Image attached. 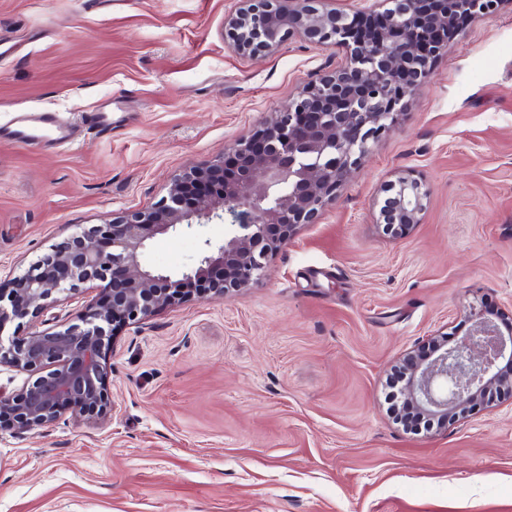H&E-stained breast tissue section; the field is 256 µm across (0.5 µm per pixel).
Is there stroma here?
I'll return each mask as SVG.
<instances>
[{
	"label": "stroma",
	"instance_id": "35a3bbf8",
	"mask_svg": "<svg viewBox=\"0 0 512 512\" xmlns=\"http://www.w3.org/2000/svg\"><path fill=\"white\" fill-rule=\"evenodd\" d=\"M235 0H0V127L58 112L72 143L0 142V289L83 228L148 210L345 59L291 36L238 54ZM112 110L101 132L87 116ZM426 186L422 221H378L388 184ZM207 224L149 240L194 266ZM512 323V0L466 23L317 223L238 294L115 331L106 420L0 430V512H512V398L418 435L382 387L409 352Z\"/></svg>",
	"mask_w": 512,
	"mask_h": 512
}]
</instances>
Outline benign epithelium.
<instances>
[{
  "mask_svg": "<svg viewBox=\"0 0 512 512\" xmlns=\"http://www.w3.org/2000/svg\"><path fill=\"white\" fill-rule=\"evenodd\" d=\"M224 18L238 53H274L296 34L319 47L342 46L347 61L308 85L252 135L207 163L192 165L169 184L154 207L85 228L30 264L0 294V327L39 317L54 294L100 288L80 322L53 325L9 344L0 338V367L28 378L12 390L0 388V429L34 430L70 413L103 419L110 402L105 347L110 326L146 320L192 298L187 285L208 286L215 297L233 295L258 281L269 258L296 229L313 224L335 200L346 175L392 128L403 99L425 83L443 42L427 39L432 29L456 34L459 15L493 9L496 0H401L384 26L356 35L349 13L319 0H237ZM379 209L387 229L420 223L428 191L401 175L388 187ZM233 223L224 241L205 240L197 266L178 278L142 266L146 242L181 226ZM512 330L474 315L464 335L402 361L409 374L413 410L444 423L464 417L493 395H512Z\"/></svg>",
  "mask_w": 512,
  "mask_h": 512,
  "instance_id": "benign-epithelium-1",
  "label": "benign epithelium"
}]
</instances>
